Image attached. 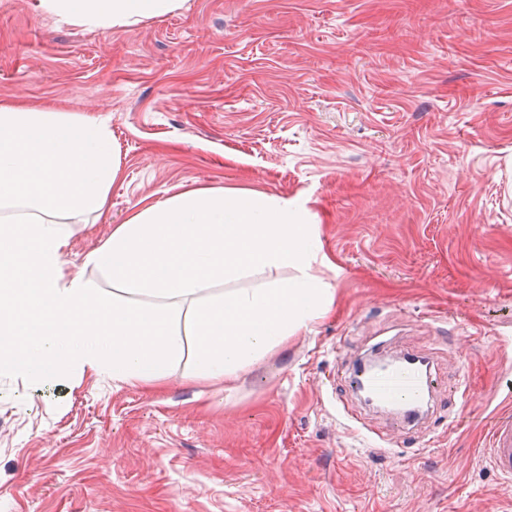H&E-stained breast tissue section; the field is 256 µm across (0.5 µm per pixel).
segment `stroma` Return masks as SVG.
Returning a JSON list of instances; mask_svg holds the SVG:
<instances>
[{"label": "stroma", "mask_w": 512, "mask_h": 512, "mask_svg": "<svg viewBox=\"0 0 512 512\" xmlns=\"http://www.w3.org/2000/svg\"><path fill=\"white\" fill-rule=\"evenodd\" d=\"M0 102L105 121L109 217L198 187L304 201L331 313L241 372L158 388L0 373V512H512V0H185L87 28L0 0ZM427 358L421 417L365 406L375 352ZM490 456L496 469L512 476V415L501 413L491 422Z\"/></svg>", "instance_id": "stroma-1"}]
</instances>
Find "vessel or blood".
Returning a JSON list of instances; mask_svg holds the SVG:
<instances>
[{"mask_svg": "<svg viewBox=\"0 0 512 512\" xmlns=\"http://www.w3.org/2000/svg\"><path fill=\"white\" fill-rule=\"evenodd\" d=\"M365 383L370 392L380 401L390 404L415 406L429 398L435 378L424 358L406 357L388 371L358 378L350 374V385ZM490 456L496 469L512 476V415L502 413L491 422Z\"/></svg>", "mask_w": 512, "mask_h": 512, "instance_id": "obj_1", "label": "vessel or blood"}]
</instances>
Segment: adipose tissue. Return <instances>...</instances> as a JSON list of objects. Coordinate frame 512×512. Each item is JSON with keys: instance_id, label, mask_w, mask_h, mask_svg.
Masks as SVG:
<instances>
[{"instance_id": "obj_1", "label": "adipose tissue", "mask_w": 512, "mask_h": 512, "mask_svg": "<svg viewBox=\"0 0 512 512\" xmlns=\"http://www.w3.org/2000/svg\"><path fill=\"white\" fill-rule=\"evenodd\" d=\"M183 0H40L73 23L116 26L166 15ZM119 174L110 133L93 118L0 104V369L39 380L71 367L151 383L191 351L197 377L230 381L335 301L313 266L333 268L318 225L293 200L199 187L133 213L66 264L65 215L102 217ZM112 281L111 297L86 278ZM293 269L256 288L257 270ZM224 285L222 294L203 292Z\"/></svg>"}]
</instances>
